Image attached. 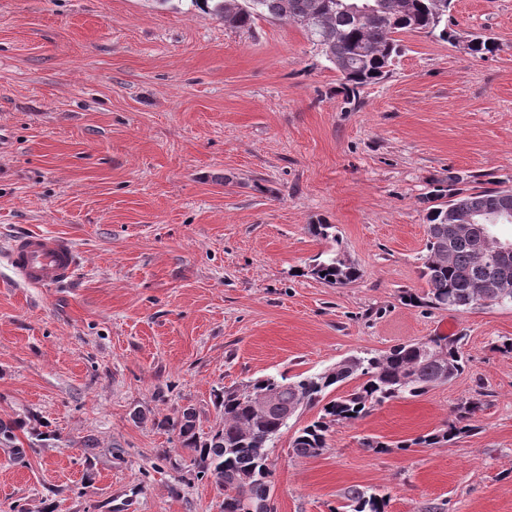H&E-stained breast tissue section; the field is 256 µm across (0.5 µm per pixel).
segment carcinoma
<instances>
[{"label":"carcinoma","instance_id":"carcinoma-1","mask_svg":"<svg viewBox=\"0 0 512 512\" xmlns=\"http://www.w3.org/2000/svg\"><path fill=\"white\" fill-rule=\"evenodd\" d=\"M205 14L224 24L249 30L256 20H284L299 27L322 55L333 64L345 83L354 87L386 76L401 51L393 35L401 31L424 32L451 40L448 12L452 0H191ZM491 37L476 36L470 54L483 58L494 53ZM448 177V196L460 211L496 212L512 209V188L477 192L456 187ZM445 206L427 213L425 254L420 278L424 295L404 296L409 303L423 301L435 308H471L473 297L484 287L512 278V255L499 252L494 230L480 224H453L443 218ZM310 274L329 286L342 287L356 281L362 271L336 250L321 252L310 265ZM439 356H426L420 342L396 345L378 353L352 354L335 366L310 375L258 377L240 387L221 389L214 398L222 411L219 425L201 430L196 412L183 410L169 423L180 448L191 452L195 477L211 480L224 491L221 512H236L243 499L264 501L272 483L263 470L269 449L289 423L274 412H261L266 393L275 390L283 405L303 408L321 406L316 419L295 431L290 448L298 457L316 456L326 447L331 428L364 418L376 405L418 397L437 385L448 383L464 371L467 363L459 341L443 338ZM357 380L352 390L336 397L330 393L341 384ZM480 403L466 402L455 410L454 419L436 433L420 436L410 445L430 446L467 434ZM26 429L29 445L43 440L44 432L22 421L0 422V440L14 443L15 431ZM353 512H384L386 498L358 489L349 492Z\"/></svg>","mask_w":512,"mask_h":512}]
</instances>
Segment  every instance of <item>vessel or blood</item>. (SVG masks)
I'll use <instances>...</instances> for the list:
<instances>
[{"mask_svg":"<svg viewBox=\"0 0 512 512\" xmlns=\"http://www.w3.org/2000/svg\"><path fill=\"white\" fill-rule=\"evenodd\" d=\"M8 261L28 283L58 285L71 279L77 265V253L67 237L29 233L11 242Z\"/></svg>","mask_w":512,"mask_h":512,"instance_id":"b4317fda","label":"vessel or blood"}]
</instances>
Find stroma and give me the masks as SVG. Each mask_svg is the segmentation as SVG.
Returning <instances> with one entry per match:
<instances>
[{
	"instance_id": "1",
	"label": "stroma",
	"mask_w": 512,
	"mask_h": 512,
	"mask_svg": "<svg viewBox=\"0 0 512 512\" xmlns=\"http://www.w3.org/2000/svg\"><path fill=\"white\" fill-rule=\"evenodd\" d=\"M448 25L499 49L476 58L422 32L390 74L345 85L295 25L225 26L190 0H0V420L43 445H0V512H220L190 454L162 461L185 408L444 335L451 382L335 425L313 457L270 450L276 512H335L345 491L385 512H512V306H410L428 211L463 188L512 187V0H454ZM336 227L362 276L309 272ZM68 237L72 279L32 286L13 238ZM471 433L415 445L460 403ZM373 436L389 446L361 448ZM348 500L353 504V512H384L386 498L375 493L367 494L364 491L353 489L349 492Z\"/></svg>"
}]
</instances>
